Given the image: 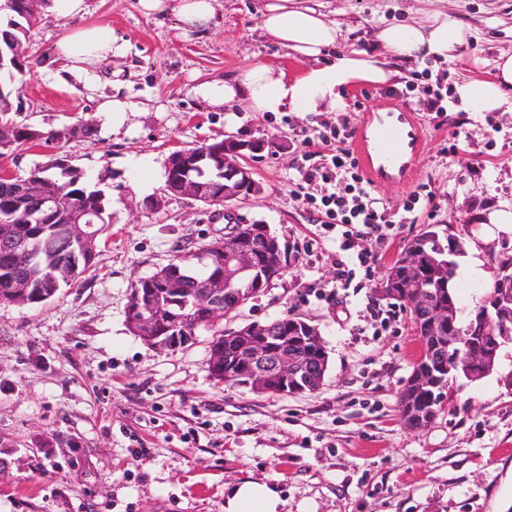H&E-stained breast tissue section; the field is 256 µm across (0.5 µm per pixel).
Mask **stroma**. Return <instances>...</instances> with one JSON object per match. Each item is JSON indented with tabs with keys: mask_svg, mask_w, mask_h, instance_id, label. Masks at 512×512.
<instances>
[{
	"mask_svg": "<svg viewBox=\"0 0 512 512\" xmlns=\"http://www.w3.org/2000/svg\"><path fill=\"white\" fill-rule=\"evenodd\" d=\"M342 25L326 58L352 49L380 55L378 26L424 20L434 10L471 34L453 60L404 66L401 82L359 85L341 112H237L207 107L193 86L264 61L299 74L304 64L262 28L261 0H217L206 28L183 29L172 12L145 15L138 0H86L83 17L45 12L26 34L30 72L14 86L17 121L50 131L91 119L96 135L62 151L111 199L112 230L95 266L37 306L0 305V512H224V490L267 484L281 512H512V344L479 381L456 377L427 427L408 428L398 398L420 354L399 302L377 295L385 270L426 229L458 238L463 255L489 249L474 234V211L512 207V113L462 112L447 95L442 115L421 110L428 87L490 78L512 51V0H312ZM104 24L123 55L97 65L85 84L51 65L69 29ZM139 103L120 131L98 112L103 98ZM406 112L424 153L405 178L372 194L391 212L413 206L372 269L357 260L369 241L342 250V227L320 225L295 193L307 146L332 129L358 131L366 112ZM234 136L272 146L250 159L260 190L228 206L165 195V166L181 148ZM146 158L151 188L133 180ZM427 186L431 198L418 197ZM263 224L286 243L285 274L231 319L301 316L329 352L322 388L269 396L215 381L209 332L160 351L127 324L139 278L222 237L228 220ZM352 269L349 288L336 263Z\"/></svg>",
	"mask_w": 512,
	"mask_h": 512,
	"instance_id": "obj_1",
	"label": "stroma"
}]
</instances>
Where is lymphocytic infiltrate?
<instances>
[{
	"mask_svg": "<svg viewBox=\"0 0 512 512\" xmlns=\"http://www.w3.org/2000/svg\"><path fill=\"white\" fill-rule=\"evenodd\" d=\"M330 153L305 151L296 168L297 193L307 205H320L323 223L347 225V238H368L370 250L358 253L361 266L375 263L389 244L397 222L381 207L346 146L347 133L333 132Z\"/></svg>",
	"mask_w": 512,
	"mask_h": 512,
	"instance_id": "f902f5d3",
	"label": "lymphocytic infiltrate"
}]
</instances>
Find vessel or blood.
<instances>
[{"mask_svg":"<svg viewBox=\"0 0 512 512\" xmlns=\"http://www.w3.org/2000/svg\"><path fill=\"white\" fill-rule=\"evenodd\" d=\"M352 149L365 178L376 182L412 173L424 142L411 115L370 112Z\"/></svg>","mask_w":512,"mask_h":512,"instance_id":"obj_1","label":"vessel or blood"}]
</instances>
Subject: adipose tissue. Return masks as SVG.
I'll list each match as a JSON object with an SVG mask.
<instances>
[{
	"label": "adipose tissue",
	"instance_id": "ef3b65f1",
	"mask_svg": "<svg viewBox=\"0 0 512 512\" xmlns=\"http://www.w3.org/2000/svg\"><path fill=\"white\" fill-rule=\"evenodd\" d=\"M145 13H175L184 28L208 26L215 17L214 0H139ZM262 27L278 45L290 50L308 66L297 77L265 62L239 69L233 76L207 80L195 94L213 110L233 111L243 103L254 112H340L345 94L360 83L384 85L396 80L398 63L428 57L451 58L469 35L468 28L435 11L420 22L380 28L376 39L384 56L363 50L336 55L332 62L321 56L340 36L336 23L302 0H264ZM123 47L106 25L79 28L62 35L54 45L53 62L63 70L91 76L94 68ZM488 80H461L455 84L456 106L467 112H512V53L501 54ZM281 501L264 483L235 486L224 502V512H278Z\"/></svg>",
	"mask_w": 512,
	"mask_h": 512
}]
</instances>
